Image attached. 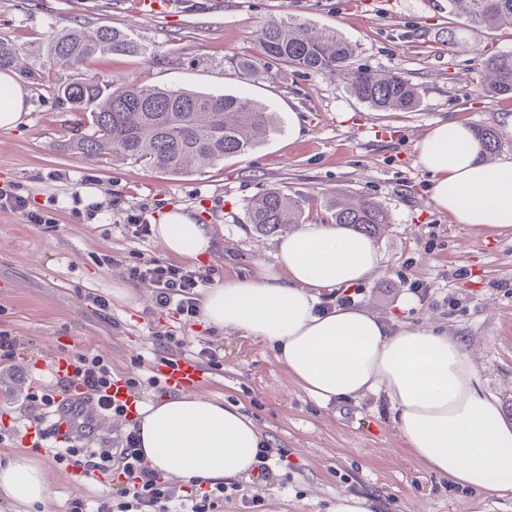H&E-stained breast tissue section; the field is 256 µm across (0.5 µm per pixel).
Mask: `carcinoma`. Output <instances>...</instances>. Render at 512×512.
I'll return each mask as SVG.
<instances>
[{
	"label": "carcinoma",
	"mask_w": 512,
	"mask_h": 512,
	"mask_svg": "<svg viewBox=\"0 0 512 512\" xmlns=\"http://www.w3.org/2000/svg\"><path fill=\"white\" fill-rule=\"evenodd\" d=\"M448 6L466 27H512V0H448ZM257 45V55L241 63L250 74L275 63L334 74L379 111L413 108L420 100L418 87L395 73L353 67L357 48L334 29L315 30L297 20L272 22L261 29ZM43 51L56 62L80 66L99 54L136 52L138 45L122 30L77 25L50 35ZM483 71L478 94L512 97V52L485 57ZM57 94L72 110L90 112L87 131L69 139L68 150L172 173L244 154L277 131L272 114L246 96L86 78L59 87ZM474 133L484 153L500 148L503 133L497 129L482 126ZM248 215L260 230L276 232L302 223L303 209L301 200L270 189L251 202ZM333 222L375 237L388 216L370 200L354 206L338 202Z\"/></svg>",
	"instance_id": "1"
}]
</instances>
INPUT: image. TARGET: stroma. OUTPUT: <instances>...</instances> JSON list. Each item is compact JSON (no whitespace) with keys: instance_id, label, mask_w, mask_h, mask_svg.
I'll use <instances>...</instances> for the list:
<instances>
[{"instance_id":"stroma-1","label":"stroma","mask_w":512,"mask_h":512,"mask_svg":"<svg viewBox=\"0 0 512 512\" xmlns=\"http://www.w3.org/2000/svg\"><path fill=\"white\" fill-rule=\"evenodd\" d=\"M297 17L333 27L357 47L355 66L395 72L417 85L409 110L381 112L360 101L336 76L285 64L248 77L234 58L255 53L268 22ZM77 24L123 30L145 51L105 54L72 68L42 50L52 31ZM456 36L461 49L449 51ZM0 42L18 48L30 105L23 124L0 131V188L48 206L51 224H30L0 210V331L23 350L0 374V460L20 452L44 467L50 502L25 512H69L73 500L94 512L111 492V477L75 481L51 454L33 450L28 432L40 408L30 387L53 390L40 366L91 351L118 376L199 342L216 349L221 366L207 372L200 396L240 406L273 456L269 478L237 483L264 499V512H326L336 495L375 496L380 512H512V498L452 484L411 456L387 402L367 396L320 404L288 376L273 346L240 333H219L201 319L188 323L155 305L151 285L130 282L132 266L164 260L154 237H137L129 214L158 223L169 206L192 212L212 228V251L185 267L213 282L250 274L273 260L275 234L250 224L247 206L277 188L304 202V220L331 221L339 199L382 204L389 222L374 239L381 269L351 293L396 326L427 322L460 336L484 388L512 418V237L488 238L438 211L430 177L415 145L438 121L500 130L495 160L512 159V98L479 96L484 55L512 51V29H462L448 0H183L150 14L140 0H0ZM120 79L247 95L273 112L278 129L259 147L213 166L168 173L127 161H92L64 150L89 115L58 98L80 78ZM98 192L86 217L84 188ZM112 256V267L101 265ZM131 288L127 298L113 294ZM110 302L98 310L90 300Z\"/></svg>"}]
</instances>
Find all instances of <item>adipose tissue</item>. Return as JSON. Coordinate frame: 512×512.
Listing matches in <instances>:
<instances>
[{
    "instance_id": "obj_1",
    "label": "adipose tissue",
    "mask_w": 512,
    "mask_h": 512,
    "mask_svg": "<svg viewBox=\"0 0 512 512\" xmlns=\"http://www.w3.org/2000/svg\"><path fill=\"white\" fill-rule=\"evenodd\" d=\"M28 91L0 72V129L21 125ZM436 208L486 236L512 235V161L486 163L472 128L440 121L416 146ZM166 256L197 261L212 249L209 225L166 208L153 227ZM369 237L314 223L279 236L273 261L249 276L203 288L200 317L220 332L263 339L314 400L384 396L411 454L454 484L512 494V421L484 392L463 343L436 326L394 327L357 306L324 308L325 291L351 289L377 274ZM146 465L180 479L217 482L252 469L265 442L236 405L182 393L146 406L138 422ZM52 496L44 467L17 453L0 464V500L11 506Z\"/></svg>"
}]
</instances>
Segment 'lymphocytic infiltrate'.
I'll return each mask as SVG.
<instances>
[{
	"label": "lymphocytic infiltrate",
	"instance_id": "lymphocytic-infiltrate-1",
	"mask_svg": "<svg viewBox=\"0 0 512 512\" xmlns=\"http://www.w3.org/2000/svg\"><path fill=\"white\" fill-rule=\"evenodd\" d=\"M129 277L151 282L156 288V303L175 319L187 322L196 317L201 283L192 272L153 260L131 268ZM112 381V367L107 360L97 354L81 353L74 358L72 375L60 378L59 384L62 390L74 389L96 398L101 412L126 415L127 404L116 402L107 393ZM73 417L79 422L78 432L63 450L54 449V432L49 427L36 430L34 445L51 451L57 463L86 476L96 471L119 472L121 483L98 504L96 512H220L223 508L227 496L223 485L206 489L201 482L194 481L189 489L183 490L149 469L137 431H129L120 447L92 450L85 446L91 428L82 423L81 410H74Z\"/></svg>",
	"mask_w": 512,
	"mask_h": 512
}]
</instances>
